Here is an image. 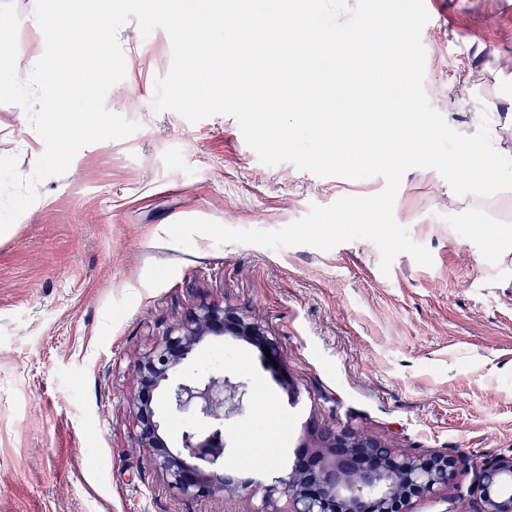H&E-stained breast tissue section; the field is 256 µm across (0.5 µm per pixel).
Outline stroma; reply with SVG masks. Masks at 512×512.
<instances>
[{"label": "stroma", "mask_w": 512, "mask_h": 512, "mask_svg": "<svg viewBox=\"0 0 512 512\" xmlns=\"http://www.w3.org/2000/svg\"><path fill=\"white\" fill-rule=\"evenodd\" d=\"M438 11L422 31L432 106L469 135L490 117L495 148L512 157V71L498 63L512 55V0H439ZM118 39L126 75L105 105L140 130L81 149L0 234V512H248L236 497H176L136 446L134 353L202 298L258 317L288 371L280 384L230 336L205 340L178 370L192 378L215 363L245 382L227 458L280 470L318 429L349 424L394 448L464 457L457 480L414 510L470 512L475 467L512 453V222L481 232L476 198L413 169L394 216L430 250L429 267L403 254L382 273L363 239L329 251L202 235L194 249L175 245L167 228L180 219L275 230L386 182L266 166L233 118L154 111L170 37L144 40L131 21ZM43 151L20 107L0 104V155L27 175Z\"/></svg>", "instance_id": "1"}]
</instances>
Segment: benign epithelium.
Returning <instances> with one entry per match:
<instances>
[{
	"label": "benign epithelium",
	"mask_w": 512,
	"mask_h": 512,
	"mask_svg": "<svg viewBox=\"0 0 512 512\" xmlns=\"http://www.w3.org/2000/svg\"><path fill=\"white\" fill-rule=\"evenodd\" d=\"M233 336L281 362L277 340L246 311L201 299L187 308L163 339L138 354L131 403L138 447L147 451L169 488L182 499L203 502L227 490L259 499L250 512H413L417 499L449 486L464 465L446 452L399 451L351 425L325 427L314 451L274 474L241 479L224 465V422L245 409L246 384L217 370L203 378L174 380V374L209 337ZM204 425L189 427L180 443L168 444L158 403ZM471 512H512V454L484 462L471 489Z\"/></svg>",
	"instance_id": "benign-epithelium-1"
}]
</instances>
